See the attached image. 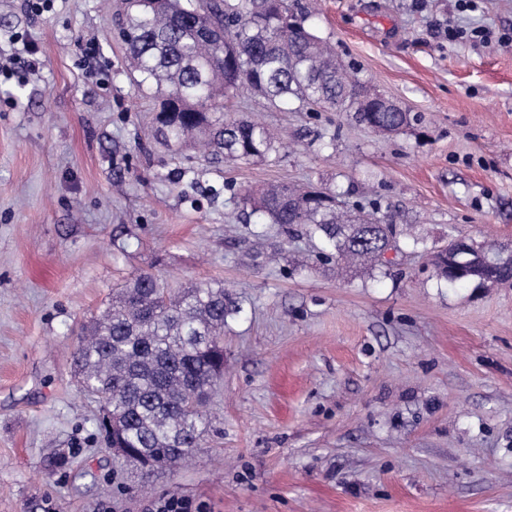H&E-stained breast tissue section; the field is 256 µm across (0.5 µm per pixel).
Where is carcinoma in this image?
I'll return each mask as SVG.
<instances>
[{"label":"carcinoma","mask_w":512,"mask_h":512,"mask_svg":"<svg viewBox=\"0 0 512 512\" xmlns=\"http://www.w3.org/2000/svg\"><path fill=\"white\" fill-rule=\"evenodd\" d=\"M308 13L288 0H133L119 30L132 81L160 95L154 131L169 148L204 140V160H262L278 136L248 114L224 118V100L241 93L275 109L351 112L389 135L417 117L385 106L306 26ZM250 213L320 242L324 261L349 268L377 266L407 230L380 201L353 209L330 190L268 183L242 195ZM498 246H481L471 275L448 272V251L429 249L436 277L446 282L512 278V261L496 263ZM239 312L220 282L173 289L140 272L85 326L73 351L77 383L94 397L102 426L122 436L120 459L145 469L178 465L200 448L204 399L224 371V324Z\"/></svg>","instance_id":"1"}]
</instances>
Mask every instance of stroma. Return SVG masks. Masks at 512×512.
I'll use <instances>...</instances> for the list:
<instances>
[{"mask_svg":"<svg viewBox=\"0 0 512 512\" xmlns=\"http://www.w3.org/2000/svg\"><path fill=\"white\" fill-rule=\"evenodd\" d=\"M121 3L53 0L35 16L0 0V512H149L169 496L207 512H512V283L438 281L404 241L388 271L341 273L230 194L313 185L379 199L430 245L512 250V44L498 40L512 0H319L318 35L416 122L379 136L237 98L227 113L290 147L216 166L152 138L157 99L129 77ZM477 25L492 38L443 34ZM141 271L222 281L241 311L201 448L135 477L71 354Z\"/></svg>","mask_w":512,"mask_h":512,"instance_id":"1","label":"stroma"}]
</instances>
